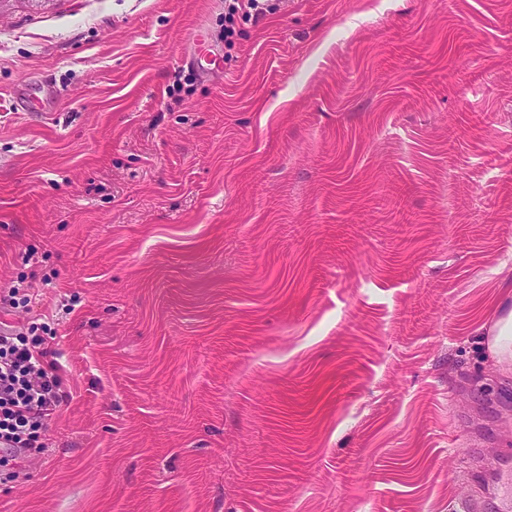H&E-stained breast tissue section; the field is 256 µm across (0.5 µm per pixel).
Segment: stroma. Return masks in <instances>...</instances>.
<instances>
[{"mask_svg": "<svg viewBox=\"0 0 512 512\" xmlns=\"http://www.w3.org/2000/svg\"><path fill=\"white\" fill-rule=\"evenodd\" d=\"M0 0V321L67 399L0 512H499L512 0ZM229 2V3H228ZM266 2V3H265ZM270 1L261 0H225L224 12V42L234 34L235 15L241 10L247 15L253 16L255 20L266 16L267 12L277 9V4H269ZM253 12V14H252ZM483 329L495 365L501 372H512V303L511 307L500 304Z\"/></svg>", "mask_w": 512, "mask_h": 512, "instance_id": "35a3bbf8", "label": "stroma"}]
</instances>
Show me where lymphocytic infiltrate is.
Wrapping results in <instances>:
<instances>
[{
    "label": "lymphocytic infiltrate",
    "instance_id": "lymphocytic-infiltrate-1",
    "mask_svg": "<svg viewBox=\"0 0 512 512\" xmlns=\"http://www.w3.org/2000/svg\"><path fill=\"white\" fill-rule=\"evenodd\" d=\"M47 340L0 323V482L14 480L64 400Z\"/></svg>",
    "mask_w": 512,
    "mask_h": 512
}]
</instances>
